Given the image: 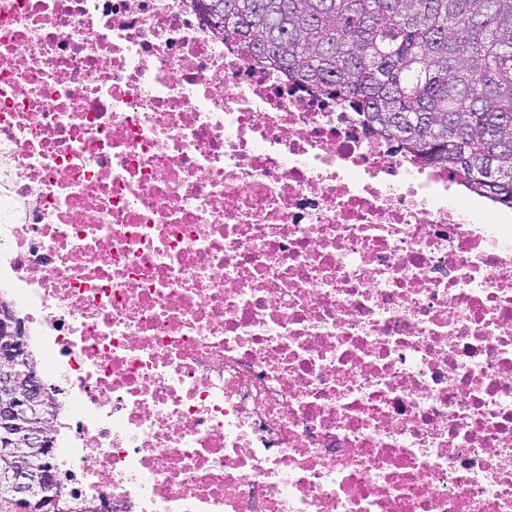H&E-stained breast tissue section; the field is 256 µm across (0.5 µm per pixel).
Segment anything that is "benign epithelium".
Instances as JSON below:
<instances>
[{
    "mask_svg": "<svg viewBox=\"0 0 512 512\" xmlns=\"http://www.w3.org/2000/svg\"><path fill=\"white\" fill-rule=\"evenodd\" d=\"M0 455L15 456L26 448L34 456L52 451L47 432L36 425H23L25 415L46 403L47 391L36 370L15 369L27 348L21 325L11 318V311L0 309ZM13 499L25 505L39 497L41 512H88L86 501L72 495L60 503L56 473L20 463L0 474Z\"/></svg>",
    "mask_w": 512,
    "mask_h": 512,
    "instance_id": "1",
    "label": "benign epithelium"
}]
</instances>
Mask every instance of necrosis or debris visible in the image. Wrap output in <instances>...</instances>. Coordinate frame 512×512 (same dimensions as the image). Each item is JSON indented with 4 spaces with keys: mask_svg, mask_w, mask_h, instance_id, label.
<instances>
[{
    "mask_svg": "<svg viewBox=\"0 0 512 512\" xmlns=\"http://www.w3.org/2000/svg\"><path fill=\"white\" fill-rule=\"evenodd\" d=\"M111 512H512V216L189 0H0V278Z\"/></svg>",
    "mask_w": 512,
    "mask_h": 512,
    "instance_id": "obj_1",
    "label": "necrosis or debris"
}]
</instances>
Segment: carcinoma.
<instances>
[{"instance_id": "obj_1", "label": "carcinoma", "mask_w": 512, "mask_h": 512, "mask_svg": "<svg viewBox=\"0 0 512 512\" xmlns=\"http://www.w3.org/2000/svg\"><path fill=\"white\" fill-rule=\"evenodd\" d=\"M232 46L512 209V0H197Z\"/></svg>"}]
</instances>
